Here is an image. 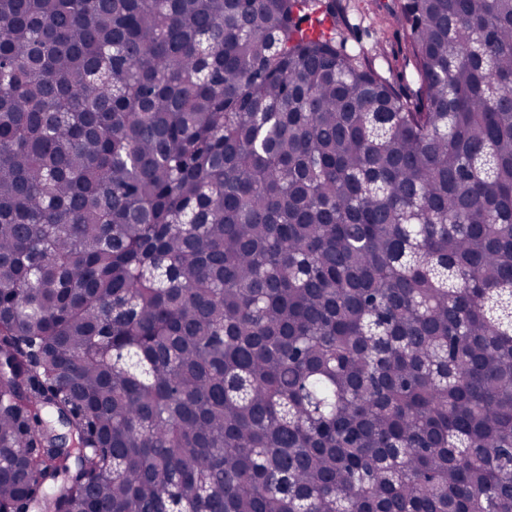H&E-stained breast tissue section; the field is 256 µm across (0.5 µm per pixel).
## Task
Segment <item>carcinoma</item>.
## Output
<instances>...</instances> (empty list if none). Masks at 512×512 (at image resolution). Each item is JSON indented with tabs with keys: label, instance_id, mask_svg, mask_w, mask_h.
<instances>
[{
	"label": "carcinoma",
	"instance_id": "1",
	"mask_svg": "<svg viewBox=\"0 0 512 512\" xmlns=\"http://www.w3.org/2000/svg\"><path fill=\"white\" fill-rule=\"evenodd\" d=\"M393 15L0 0V512H512V0ZM395 0H337L344 7L347 25L339 28L341 38L355 50H362L377 63L395 65L405 48L401 30L387 20Z\"/></svg>",
	"mask_w": 512,
	"mask_h": 512
}]
</instances>
